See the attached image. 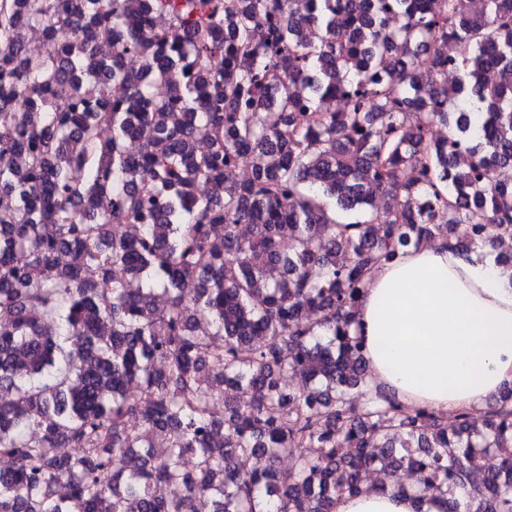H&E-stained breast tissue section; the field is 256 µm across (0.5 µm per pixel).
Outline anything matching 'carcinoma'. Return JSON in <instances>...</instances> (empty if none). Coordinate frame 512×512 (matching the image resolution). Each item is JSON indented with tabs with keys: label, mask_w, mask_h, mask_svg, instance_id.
Instances as JSON below:
<instances>
[{
	"label": "carcinoma",
	"mask_w": 512,
	"mask_h": 512,
	"mask_svg": "<svg viewBox=\"0 0 512 512\" xmlns=\"http://www.w3.org/2000/svg\"><path fill=\"white\" fill-rule=\"evenodd\" d=\"M490 64L512 0H0V512H332L367 471L512 512V392L450 427L352 330L400 250L512 242Z\"/></svg>",
	"instance_id": "obj_1"
}]
</instances>
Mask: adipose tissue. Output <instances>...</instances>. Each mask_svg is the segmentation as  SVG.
Listing matches in <instances>:
<instances>
[{"label":"adipose tissue","mask_w":512,"mask_h":512,"mask_svg":"<svg viewBox=\"0 0 512 512\" xmlns=\"http://www.w3.org/2000/svg\"><path fill=\"white\" fill-rule=\"evenodd\" d=\"M374 385L411 408L481 412L512 388V275L435 240L375 269L356 309ZM334 512H437L428 500L363 488Z\"/></svg>","instance_id":"1"}]
</instances>
